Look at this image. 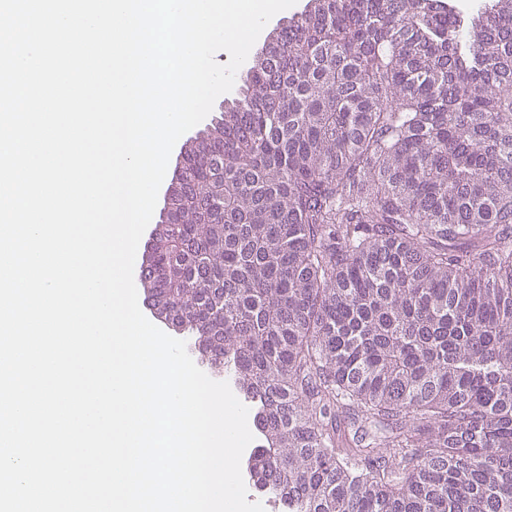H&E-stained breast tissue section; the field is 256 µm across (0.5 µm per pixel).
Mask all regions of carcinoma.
I'll list each match as a JSON object with an SVG mask.
<instances>
[{"label":"carcinoma","mask_w":512,"mask_h":512,"mask_svg":"<svg viewBox=\"0 0 512 512\" xmlns=\"http://www.w3.org/2000/svg\"><path fill=\"white\" fill-rule=\"evenodd\" d=\"M184 169L143 287L282 512H512V0H307Z\"/></svg>","instance_id":"cac0c4a2"}]
</instances>
